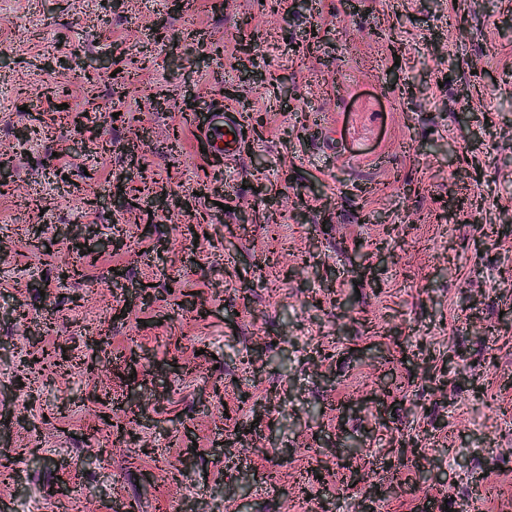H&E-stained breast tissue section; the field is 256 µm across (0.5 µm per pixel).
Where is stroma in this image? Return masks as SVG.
<instances>
[{"instance_id":"obj_1","label":"stroma","mask_w":512,"mask_h":512,"mask_svg":"<svg viewBox=\"0 0 512 512\" xmlns=\"http://www.w3.org/2000/svg\"><path fill=\"white\" fill-rule=\"evenodd\" d=\"M165 17L180 48L221 50L192 80L156 40ZM248 42L265 83L239 79ZM116 43L150 67L90 84L47 65ZM0 51V449H39L0 478V512H358L372 485L377 512H512V0H188L174 16L168 0L110 16L98 0H0ZM66 84L91 121L124 119L65 184L71 128L30 147L15 129L18 105L50 113ZM190 90L242 124L264 116L217 185ZM120 182L128 206L99 213L126 246L101 252L93 278L60 277L78 262L66 247L47 261L25 249L30 226L79 223L84 197ZM186 293L203 317H181ZM31 336L96 356L97 372L20 380ZM243 391L278 431L251 433L230 467L225 442L253 421ZM131 394L137 445L101 419Z\"/></svg>"}]
</instances>
